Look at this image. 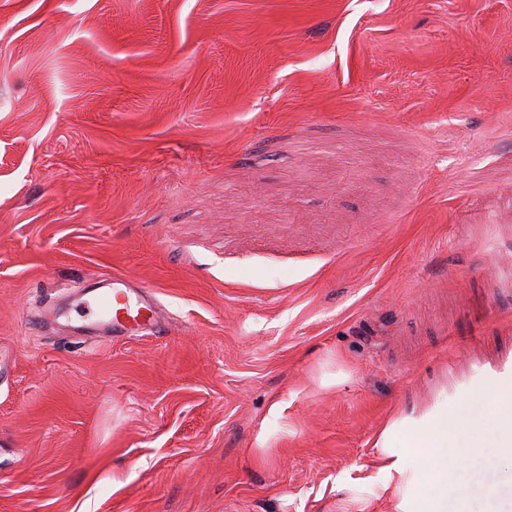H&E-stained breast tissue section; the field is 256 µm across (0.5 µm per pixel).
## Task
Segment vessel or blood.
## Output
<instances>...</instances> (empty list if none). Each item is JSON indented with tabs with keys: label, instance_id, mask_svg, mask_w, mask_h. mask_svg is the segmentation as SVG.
Listing matches in <instances>:
<instances>
[{
	"label": "vessel or blood",
	"instance_id": "obj_1",
	"mask_svg": "<svg viewBox=\"0 0 512 512\" xmlns=\"http://www.w3.org/2000/svg\"><path fill=\"white\" fill-rule=\"evenodd\" d=\"M81 303L87 310L86 327L93 336H127L160 331L166 317L149 293H138L122 275L107 274L85 288Z\"/></svg>",
	"mask_w": 512,
	"mask_h": 512
}]
</instances>
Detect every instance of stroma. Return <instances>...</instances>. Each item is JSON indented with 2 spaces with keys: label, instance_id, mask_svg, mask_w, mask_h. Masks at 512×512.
Instances as JSON below:
<instances>
[{
  "label": "stroma",
  "instance_id": "35a3bbf8",
  "mask_svg": "<svg viewBox=\"0 0 512 512\" xmlns=\"http://www.w3.org/2000/svg\"><path fill=\"white\" fill-rule=\"evenodd\" d=\"M508 191L512 0H0V512H512ZM83 291L79 303L94 317L87 319L90 336L154 333L165 326L166 316L155 297L139 294L123 275H102ZM446 438L448 440V425L444 422L423 431H407L406 435L407 447L422 455L429 453L430 448H437Z\"/></svg>",
  "mask_w": 512,
  "mask_h": 512
}]
</instances>
